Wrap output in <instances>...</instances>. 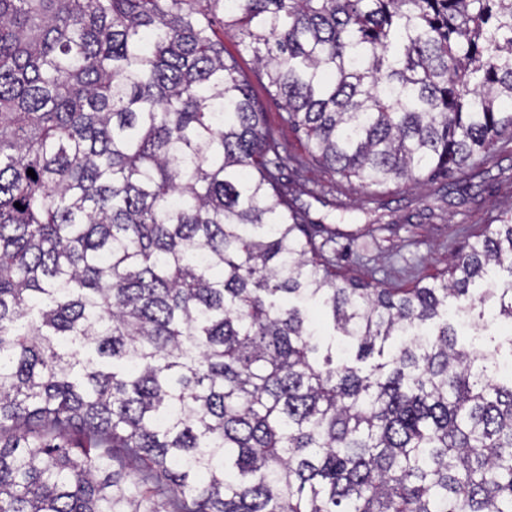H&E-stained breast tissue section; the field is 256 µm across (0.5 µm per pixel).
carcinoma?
<instances>
[{"mask_svg":"<svg viewBox=\"0 0 512 512\" xmlns=\"http://www.w3.org/2000/svg\"><path fill=\"white\" fill-rule=\"evenodd\" d=\"M254 78L361 188L452 179L512 144V0H0V512H512L458 339L512 325V218L338 279Z\"/></svg>","mask_w":512,"mask_h":512,"instance_id":"carcinoma-1","label":"carcinoma"}]
</instances>
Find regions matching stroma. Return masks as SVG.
I'll return each mask as SVG.
<instances>
[{"label":"stroma","instance_id":"stroma-1","mask_svg":"<svg viewBox=\"0 0 512 512\" xmlns=\"http://www.w3.org/2000/svg\"><path fill=\"white\" fill-rule=\"evenodd\" d=\"M253 92L266 106L265 119L290 155L305 156L306 138L284 119L266 84L254 83ZM299 207L311 219L325 214L336 218L338 235L332 245L336 270L347 278L368 280L386 288H407L415 281L431 282L468 237L512 211V151L489 157L477 169L453 181L437 179L412 188L397 183L364 190L341 177H332L317 163L289 175ZM325 189L324 201L313 193ZM383 203L385 221L392 230L378 237L365 234L362 207L370 200Z\"/></svg>","mask_w":512,"mask_h":512}]
</instances>
